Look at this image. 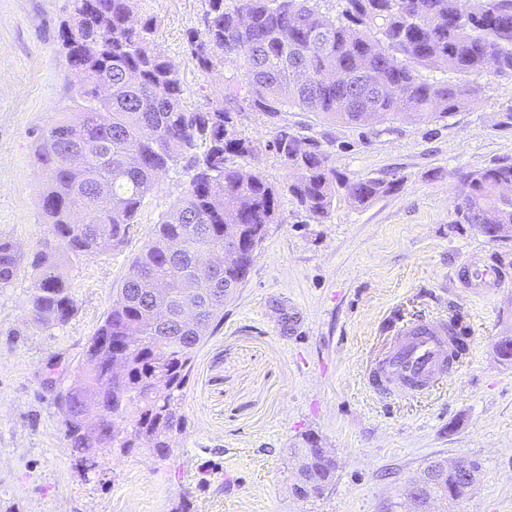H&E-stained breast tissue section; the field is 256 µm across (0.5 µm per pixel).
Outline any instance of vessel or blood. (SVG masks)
<instances>
[{"instance_id": "b4317fda", "label": "vessel or blood", "mask_w": 512, "mask_h": 512, "mask_svg": "<svg viewBox=\"0 0 512 512\" xmlns=\"http://www.w3.org/2000/svg\"><path fill=\"white\" fill-rule=\"evenodd\" d=\"M489 278L499 285L505 273L493 266H465L458 273L465 287ZM459 358L460 338L455 328L439 320H421L400 328L391 350L371 367L368 381L380 393L422 395L449 377Z\"/></svg>"}]
</instances>
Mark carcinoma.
<instances>
[{"label": "carcinoma", "instance_id": "cac0c4a2", "mask_svg": "<svg viewBox=\"0 0 512 512\" xmlns=\"http://www.w3.org/2000/svg\"><path fill=\"white\" fill-rule=\"evenodd\" d=\"M136 0H72L59 25L77 112L45 129L34 154L47 184L40 207L47 233L34 254L29 297L36 326L63 325L75 313L63 264L122 245L138 210L156 189L158 171L178 163L193 172L172 213L133 258L131 269L87 342L76 382L91 404L114 408L122 422L104 433L99 423L62 412L64 437L78 461L95 467L97 455L147 450L166 460L187 422L184 390L197 350L224 321L253 260L209 264L224 244L251 254L267 226L280 219L288 193L315 220L337 200L356 206L397 191L400 180L351 179L336 171L316 138L283 119L309 112L325 121L355 126L439 122L474 102L477 79L492 71L512 77V0H205L203 29L189 40L192 58L208 70L223 60L239 65L240 77L224 86L222 104L209 112L184 106L186 85L155 40L154 18H134ZM443 67L452 81H430L421 69ZM379 71L385 92L364 103L330 81L338 70L359 77ZM112 84V98L97 96ZM262 112L271 128L266 148L288 170L281 188L243 161L258 147L234 130L235 115ZM512 160L464 176L456 205L458 224H470L491 241L512 239ZM20 261L16 244L0 236V288ZM159 281L170 291L146 290ZM185 304L201 308L197 330L177 319ZM123 374L112 377V361ZM162 381L165 392L154 388ZM316 483L300 498L322 495L334 469L293 449ZM433 460L421 470L416 508L432 512L438 500L458 503L478 480Z\"/></svg>", "mask_w": 512, "mask_h": 512}]
</instances>
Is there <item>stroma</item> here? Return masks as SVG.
I'll use <instances>...</instances> for the list:
<instances>
[{"label": "stroma", "mask_w": 512, "mask_h": 512, "mask_svg": "<svg viewBox=\"0 0 512 512\" xmlns=\"http://www.w3.org/2000/svg\"><path fill=\"white\" fill-rule=\"evenodd\" d=\"M70 3L0 0V235L21 253L0 288V512H388L436 459L481 466L451 512H512V361L496 351L512 336V279L478 291L455 280L468 260L512 271V241L490 242L455 215L461 175L512 158V79L492 74L446 120L390 133L288 113L321 139L338 172L392 175L400 190L362 207L337 201L319 221L282 196L280 222L268 225L223 324L196 354L188 426L170 459L106 453L94 470L76 468L57 396L191 173L177 165L160 174L124 244L68 267L76 311L66 324L33 325L30 260L47 229L34 153L42 131L77 109L56 39ZM205 9V0L139 2L193 112L211 110L237 76L201 69L190 54ZM235 128L261 145L248 166L286 185V168L264 148L265 116L240 113ZM432 317L460 322L469 354L431 393L377 395L368 371L396 327ZM311 446L327 450L336 472L322 496L302 500L292 492L293 451Z\"/></svg>", "instance_id": "stroma-1"}]
</instances>
